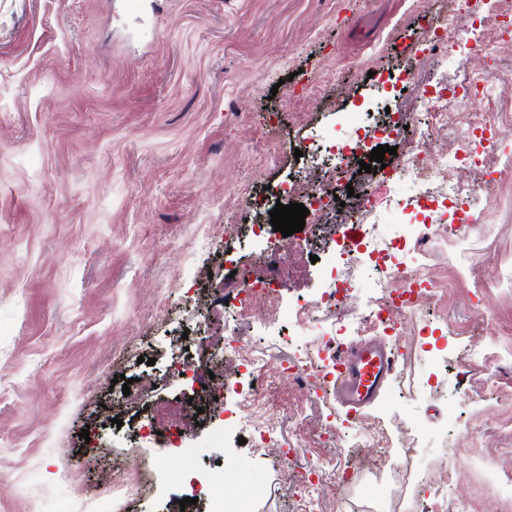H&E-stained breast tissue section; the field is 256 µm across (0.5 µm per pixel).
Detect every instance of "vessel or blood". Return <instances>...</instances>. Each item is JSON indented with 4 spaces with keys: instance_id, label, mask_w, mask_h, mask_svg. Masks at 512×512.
I'll return each mask as SVG.
<instances>
[{
    "instance_id": "vessel-or-blood-1",
    "label": "vessel or blood",
    "mask_w": 512,
    "mask_h": 512,
    "mask_svg": "<svg viewBox=\"0 0 512 512\" xmlns=\"http://www.w3.org/2000/svg\"><path fill=\"white\" fill-rule=\"evenodd\" d=\"M397 356L379 337L341 350L332 395L346 413L360 415L383 401L396 370Z\"/></svg>"
}]
</instances>
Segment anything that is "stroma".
Wrapping results in <instances>:
<instances>
[{
	"mask_svg": "<svg viewBox=\"0 0 512 512\" xmlns=\"http://www.w3.org/2000/svg\"><path fill=\"white\" fill-rule=\"evenodd\" d=\"M435 15L451 45L496 15L512 29V0H467L461 12L454 0H0V512H210L184 472L191 446L198 476L250 512H297L318 461L335 467L313 512H428L443 493L471 512H512L491 479L512 473V180L472 196L480 223L448 211L458 240L441 231L403 252L440 293L387 333L396 373L371 412L346 417L313 387L273 379L281 445H242L221 412L192 416V379L171 374L201 345L222 377L234 336L275 366L313 358L320 379L327 337L361 341L367 281L385 262L331 250L333 235L365 231L353 198L322 231L292 235L274 306L239 319L231 273L265 269L249 226L270 221L251 208L267 186L340 168L358 192L377 178L339 154L297 161L296 144L318 154L330 126L351 140L349 120L365 110L374 144L390 143V107L409 116L391 142L402 147L426 119L423 91L483 67L512 113V50L492 63L423 57ZM478 182L469 166L442 184L405 181L367 231L389 240L421 225L424 195ZM337 279L353 285L340 312L298 334L291 312ZM118 373L129 391L113 386ZM165 403L181 409L172 438ZM364 427L387 445L355 466Z\"/></svg>",
	"mask_w": 512,
	"mask_h": 512,
	"instance_id": "stroma-1",
	"label": "stroma"
}]
</instances>
